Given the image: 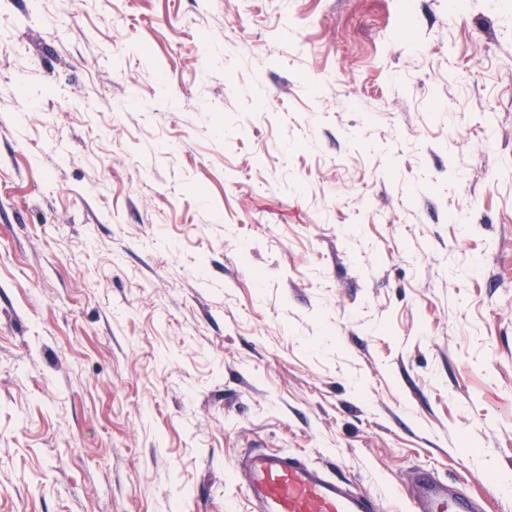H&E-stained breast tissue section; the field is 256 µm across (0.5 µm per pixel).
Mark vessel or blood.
Here are the masks:
<instances>
[{
	"mask_svg": "<svg viewBox=\"0 0 512 512\" xmlns=\"http://www.w3.org/2000/svg\"><path fill=\"white\" fill-rule=\"evenodd\" d=\"M251 512H383L379 497L353 491L298 453L270 450L235 464ZM406 512H473L470 499L420 472Z\"/></svg>",
	"mask_w": 512,
	"mask_h": 512,
	"instance_id": "1",
	"label": "vessel or blood"
}]
</instances>
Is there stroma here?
<instances>
[{
    "instance_id": "1",
    "label": "stroma",
    "mask_w": 512,
    "mask_h": 512,
    "mask_svg": "<svg viewBox=\"0 0 512 512\" xmlns=\"http://www.w3.org/2000/svg\"><path fill=\"white\" fill-rule=\"evenodd\" d=\"M250 449L512 512V0H0V512Z\"/></svg>"
}]
</instances>
